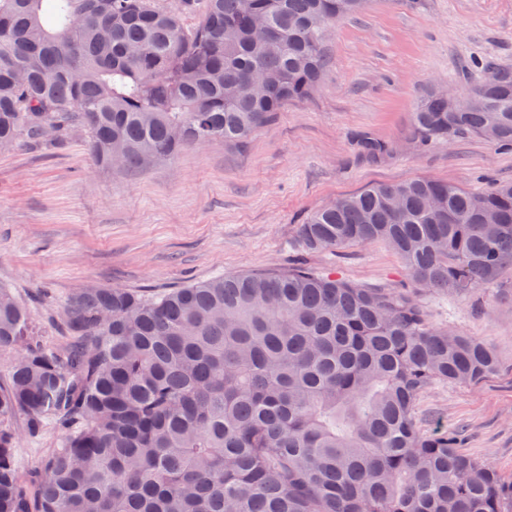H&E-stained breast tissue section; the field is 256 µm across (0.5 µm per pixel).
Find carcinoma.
I'll return each mask as SVG.
<instances>
[{
    "mask_svg": "<svg viewBox=\"0 0 512 512\" xmlns=\"http://www.w3.org/2000/svg\"><path fill=\"white\" fill-rule=\"evenodd\" d=\"M366 0H206L187 29L154 0H0V150L83 129L101 165L244 145L316 89L336 22ZM479 67L465 112L427 91L419 143L512 149V70ZM373 162L396 144L355 138ZM309 251L385 241L411 283L467 293L512 265V183L377 184L311 212ZM67 344L41 342L0 285V512H512V485L417 410L438 383L497 368L428 320L410 288H364L297 264L164 293L83 288ZM57 444L33 470L14 426Z\"/></svg>",
    "mask_w": 512,
    "mask_h": 512,
    "instance_id": "obj_1",
    "label": "carcinoma"
}]
</instances>
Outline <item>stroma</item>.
I'll list each match as a JSON object with an SVG mask.
<instances>
[{
    "label": "stroma",
    "instance_id": "1",
    "mask_svg": "<svg viewBox=\"0 0 512 512\" xmlns=\"http://www.w3.org/2000/svg\"><path fill=\"white\" fill-rule=\"evenodd\" d=\"M477 61L512 68V0H368L337 21L315 92L247 146L217 139L138 168L96 164L82 130L54 147L19 141L0 151V284L56 347L68 297L88 286L165 291L298 261L362 287H401L404 265L384 242L308 252L297 226L379 183L511 182L512 151L470 134L422 148L412 126L423 92L466 94ZM359 131L396 143V155L366 162ZM420 299L432 325L478 338L498 360L482 384L429 390L422 428L462 429L464 449L512 482V267L469 293Z\"/></svg>",
    "mask_w": 512,
    "mask_h": 512
}]
</instances>
